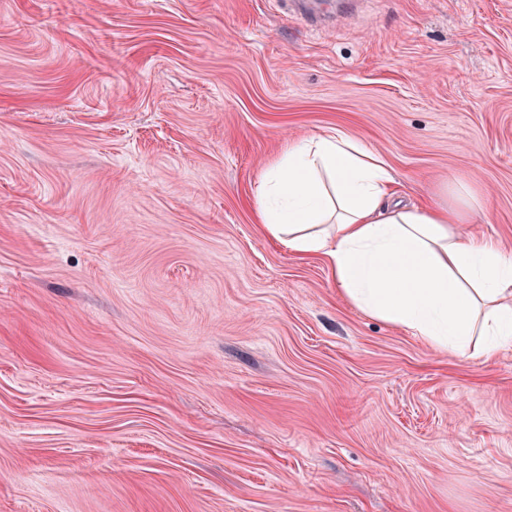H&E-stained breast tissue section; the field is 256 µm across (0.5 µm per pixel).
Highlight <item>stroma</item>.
Segmentation results:
<instances>
[{
	"label": "stroma",
	"instance_id": "35a3bbf8",
	"mask_svg": "<svg viewBox=\"0 0 512 512\" xmlns=\"http://www.w3.org/2000/svg\"><path fill=\"white\" fill-rule=\"evenodd\" d=\"M0 0V512H512V348L254 219L341 129L512 258V0Z\"/></svg>",
	"mask_w": 512,
	"mask_h": 512
}]
</instances>
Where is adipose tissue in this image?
<instances>
[{
  "label": "adipose tissue",
  "instance_id": "obj_1",
  "mask_svg": "<svg viewBox=\"0 0 512 512\" xmlns=\"http://www.w3.org/2000/svg\"><path fill=\"white\" fill-rule=\"evenodd\" d=\"M386 160L343 132L289 144L259 179L255 217L289 252L323 255L345 298L430 344L492 359L512 348V260L462 231L482 210L466 188L392 203Z\"/></svg>",
  "mask_w": 512,
  "mask_h": 512
}]
</instances>
